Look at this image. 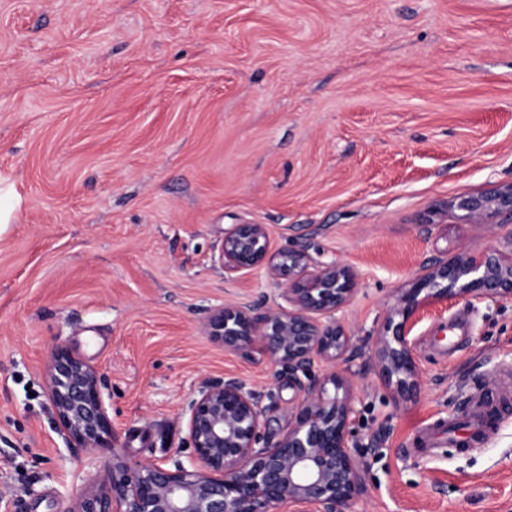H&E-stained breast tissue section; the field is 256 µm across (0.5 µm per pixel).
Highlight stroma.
I'll return each instance as SVG.
<instances>
[{"instance_id": "1", "label": "stroma", "mask_w": 512, "mask_h": 512, "mask_svg": "<svg viewBox=\"0 0 512 512\" xmlns=\"http://www.w3.org/2000/svg\"><path fill=\"white\" fill-rule=\"evenodd\" d=\"M0 181L23 201L0 226V512H67L113 452L183 447L200 380L250 383L286 427L276 363L202 328L279 301L265 269L212 265L230 225L354 270L358 368L432 259L512 255V214L488 231L453 206L512 183V0H0ZM411 336L415 398L356 389L359 512H512V299L428 302ZM55 343L102 376L112 448L60 432ZM475 390L501 408L480 445L410 454Z\"/></svg>"}]
</instances>
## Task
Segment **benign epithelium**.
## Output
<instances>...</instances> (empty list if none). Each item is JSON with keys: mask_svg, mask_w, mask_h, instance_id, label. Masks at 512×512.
I'll return each instance as SVG.
<instances>
[{"mask_svg": "<svg viewBox=\"0 0 512 512\" xmlns=\"http://www.w3.org/2000/svg\"><path fill=\"white\" fill-rule=\"evenodd\" d=\"M455 206L486 227L497 213L512 212V184L462 196ZM211 262L229 276L265 268L286 302L263 313L246 302L224 304L203 329L232 351L270 357L277 375L300 388L288 428L272 438V407L243 380H203L180 413L188 453L132 463L114 451L112 473L69 512H355L365 489V466L351 446L359 350L338 314L357 294L356 274L339 260H317L306 244L270 251L263 224L232 225ZM448 297L512 298V258L493 247L463 250L401 290L373 359L374 373L397 396L418 385L413 316L425 300ZM46 388L69 447H102L111 427L97 369L56 348Z\"/></svg>", "mask_w": 512, "mask_h": 512, "instance_id": "7a95c632", "label": "benign epithelium"}]
</instances>
